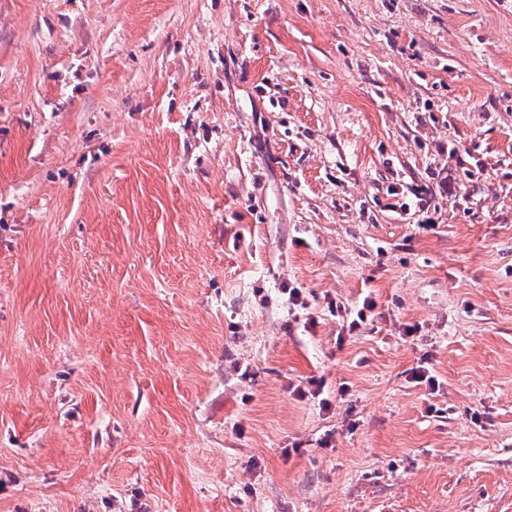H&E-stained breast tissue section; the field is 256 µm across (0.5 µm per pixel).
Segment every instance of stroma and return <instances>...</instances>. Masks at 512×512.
I'll list each match as a JSON object with an SVG mask.
<instances>
[{"mask_svg":"<svg viewBox=\"0 0 512 512\" xmlns=\"http://www.w3.org/2000/svg\"><path fill=\"white\" fill-rule=\"evenodd\" d=\"M0 512H512V0H0Z\"/></svg>","mask_w":512,"mask_h":512,"instance_id":"stroma-1","label":"stroma"}]
</instances>
